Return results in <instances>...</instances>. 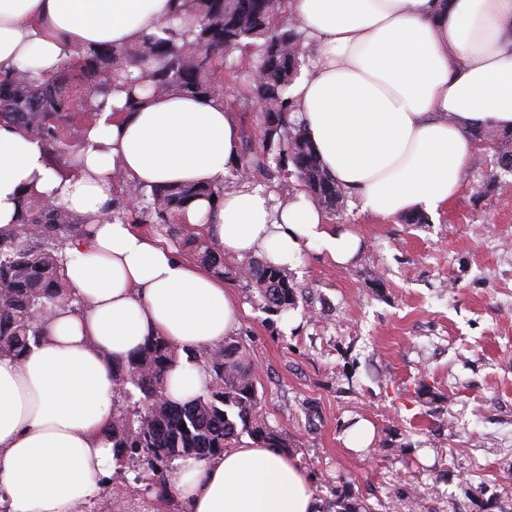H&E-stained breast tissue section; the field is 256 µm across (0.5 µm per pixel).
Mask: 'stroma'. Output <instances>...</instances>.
Returning <instances> with one entry per match:
<instances>
[{
  "label": "stroma",
  "mask_w": 512,
  "mask_h": 512,
  "mask_svg": "<svg viewBox=\"0 0 512 512\" xmlns=\"http://www.w3.org/2000/svg\"><path fill=\"white\" fill-rule=\"evenodd\" d=\"M229 114L248 142L233 188L288 202L300 186L270 160L258 106ZM327 222L362 249L346 267L304 249L288 270L304 299L288 315L226 279L244 308L230 340L320 512L339 499L361 512H512V174L478 145L461 192L424 223L350 202ZM357 418L375 429L361 451L344 443Z\"/></svg>",
  "instance_id": "obj_1"
}]
</instances>
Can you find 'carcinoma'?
Listing matches in <instances>:
<instances>
[{
    "mask_svg": "<svg viewBox=\"0 0 512 512\" xmlns=\"http://www.w3.org/2000/svg\"><path fill=\"white\" fill-rule=\"evenodd\" d=\"M284 5L285 0H180L179 10L203 18L193 49L155 37L134 46L91 50L50 76L6 75L0 79V121L54 150L73 112L93 114L99 97L114 90L126 94L130 107L141 91L178 90L254 103L261 111L264 144L277 143V165L293 167L299 185L321 208L334 213L344 206L347 191L323 168L301 125L291 119L298 110L290 87L301 66L303 34L276 24ZM252 39L263 40L254 65L262 80L251 77L227 89L217 84L226 44ZM132 67L137 72L130 71ZM472 136L498 140L496 166L512 172L511 134L477 128ZM223 194L210 187L141 186L136 193L140 205L117 204L112 219L148 224L155 234L189 247L215 276L234 274L246 280L268 310L284 314L296 308L302 294L286 269L256 260L231 268L223 249L199 229L179 222L193 200ZM84 235L83 219L36 196L24 199L17 223L0 229V355L22 357L43 340L46 316L57 306L73 305L59 252L66 241ZM177 358L169 339L151 336L126 360L112 363L116 397L107 426L118 468L133 473L132 485L169 512L184 509L171 491L174 462L217 457L239 444L244 432L279 446L260 412L253 366L238 345L226 341L190 352L189 359L205 372L206 383L200 395L184 404L166 395L167 376Z\"/></svg>",
    "mask_w": 512,
    "mask_h": 512,
    "instance_id": "cac0c4a2",
    "label": "carcinoma"
}]
</instances>
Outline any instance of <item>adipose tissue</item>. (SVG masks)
Instances as JSON below:
<instances>
[{
  "instance_id": "obj_1",
  "label": "adipose tissue",
  "mask_w": 512,
  "mask_h": 512,
  "mask_svg": "<svg viewBox=\"0 0 512 512\" xmlns=\"http://www.w3.org/2000/svg\"><path fill=\"white\" fill-rule=\"evenodd\" d=\"M312 49L293 88L306 137L361 211L437 212L463 184L472 129H512V0H289ZM197 18L176 0H0V74L55 72L79 53L122 47ZM102 101L62 177L38 140L0 122V228L37 195L83 217L89 233L62 250L82 310L58 307L44 342L0 356V491L8 512H80L114 465L112 361L149 336L183 349L169 398L203 389L186 353L223 343L239 309L223 281L132 225L109 220L117 175L145 187L224 184L239 131L222 101L166 92L125 109ZM183 221L225 254L294 266L304 248L348 265L358 236L330 229L307 193L274 205L241 188L198 199ZM188 512H315L312 484L280 449L240 442L172 479Z\"/></svg>"
}]
</instances>
